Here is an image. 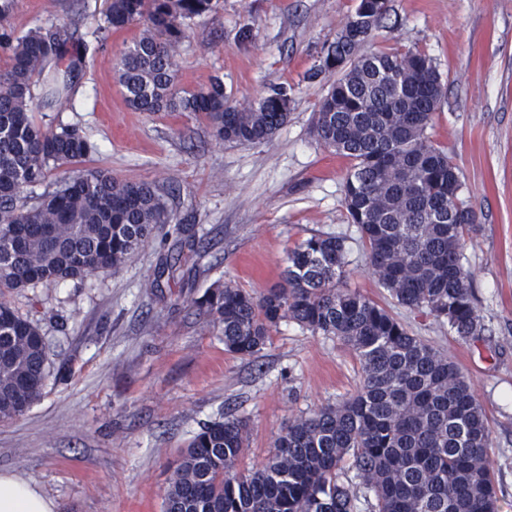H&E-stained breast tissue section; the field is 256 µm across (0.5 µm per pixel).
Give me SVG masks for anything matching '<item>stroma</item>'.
Segmentation results:
<instances>
[{
  "mask_svg": "<svg viewBox=\"0 0 512 512\" xmlns=\"http://www.w3.org/2000/svg\"><path fill=\"white\" fill-rule=\"evenodd\" d=\"M356 0H218L191 23L179 50L181 87L212 76L246 106L287 87V123L271 140H215L191 112L143 113L125 103L114 74L140 30H107L83 67L72 106L50 113L94 145L85 167L146 181L169 194L177 225H159L119 273L40 283L10 296L38 325L51 364L40 398L0 421V471L36 482L57 512H162L170 466L201 427L244 418V469L260 466L289 421L355 393L360 363L327 336L281 322L257 354L224 348L196 309L215 281L262 294L282 280L289 248L341 235L349 287L453 361L471 382L491 431L498 512H512V0H389L370 52L430 56L444 96L427 130L460 169L464 200L480 217L464 262L487 341H464L434 316L393 299L369 272L343 204L351 163L312 133L331 73L306 80ZM107 0H16L12 27L53 25L91 39ZM182 262L168 277L171 254Z\"/></svg>",
  "mask_w": 512,
  "mask_h": 512,
  "instance_id": "obj_1",
  "label": "stroma"
}]
</instances>
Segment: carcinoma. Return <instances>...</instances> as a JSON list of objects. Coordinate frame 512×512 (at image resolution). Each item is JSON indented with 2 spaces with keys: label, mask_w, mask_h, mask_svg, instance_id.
<instances>
[{
  "label": "carcinoma",
  "mask_w": 512,
  "mask_h": 512,
  "mask_svg": "<svg viewBox=\"0 0 512 512\" xmlns=\"http://www.w3.org/2000/svg\"><path fill=\"white\" fill-rule=\"evenodd\" d=\"M15 0H0V420L22 415L42 393L49 346L40 329L4 299L39 283L116 274L160 224L175 220L148 182L81 169L40 194L51 170L85 161L93 146L71 125L35 120L71 103L90 46L71 56L67 31L18 35ZM213 0H108L114 30L141 26L116 58L115 76L136 112H194L213 136L240 144L270 140L288 120V89L247 107L230 103L215 77L178 87L175 58L190 22ZM388 13V0H358L357 35L342 28L318 69L336 82L314 117L319 143L352 165L344 204L360 233L371 273L396 301L426 311L462 339H480L482 319L462 245L479 227L462 199L460 170L426 134L442 99L432 58L363 51ZM52 229L47 238L44 230ZM346 238L313 234L288 251L283 283L255 296L218 284L198 310L224 347L251 356L283 322L334 338L357 355L356 393L294 418L257 468L242 469L243 419L209 422L181 451L163 512H357L339 474L352 459L372 512H497L494 464L483 406L470 381L436 348L411 334L372 299L350 290Z\"/></svg>",
  "instance_id": "cac0c4a2"
}]
</instances>
